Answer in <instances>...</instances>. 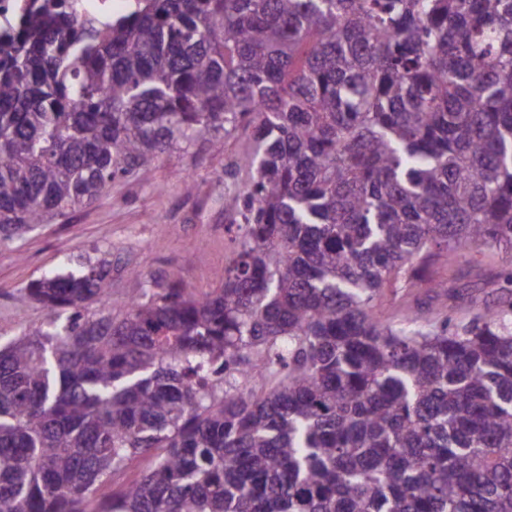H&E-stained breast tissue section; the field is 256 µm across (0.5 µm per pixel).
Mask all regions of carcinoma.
Returning a JSON list of instances; mask_svg holds the SVG:
<instances>
[{"label":"carcinoma","instance_id":"cac0c4a2","mask_svg":"<svg viewBox=\"0 0 512 512\" xmlns=\"http://www.w3.org/2000/svg\"><path fill=\"white\" fill-rule=\"evenodd\" d=\"M239 127L221 287L25 288L50 321L0 345V512H512V301L458 322L451 285L512 287L474 257L512 258V0H30L0 242ZM82 2L83 12L99 19L112 15L113 11H122L130 7L134 0H78Z\"/></svg>","mask_w":512,"mask_h":512}]
</instances>
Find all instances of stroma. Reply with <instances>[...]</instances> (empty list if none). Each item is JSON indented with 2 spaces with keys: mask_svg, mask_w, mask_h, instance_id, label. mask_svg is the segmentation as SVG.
Wrapping results in <instances>:
<instances>
[{
  "mask_svg": "<svg viewBox=\"0 0 512 512\" xmlns=\"http://www.w3.org/2000/svg\"><path fill=\"white\" fill-rule=\"evenodd\" d=\"M251 139L242 127L212 147L171 150L147 176L117 180L91 205L0 244V343L47 321L43 305L20 294L69 261H111L116 314L145 282L172 272L198 295L220 287L233 253L227 203L251 179L240 165ZM186 174L194 179L189 189Z\"/></svg>",
  "mask_w": 512,
  "mask_h": 512,
  "instance_id": "obj_1",
  "label": "stroma"
}]
</instances>
